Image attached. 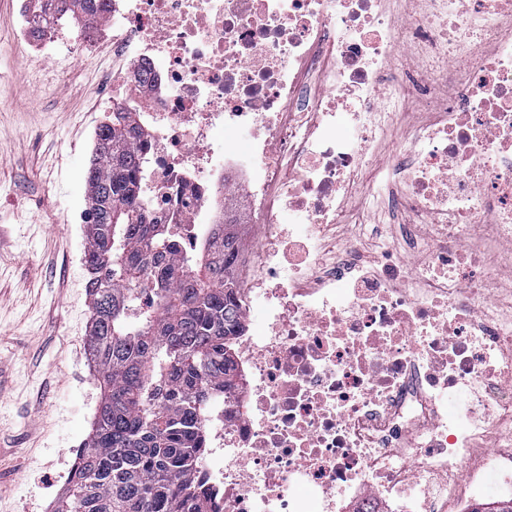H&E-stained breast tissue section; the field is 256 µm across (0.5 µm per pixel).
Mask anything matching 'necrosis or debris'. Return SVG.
Masks as SVG:
<instances>
[{
	"instance_id": "1",
	"label": "necrosis or debris",
	"mask_w": 512,
	"mask_h": 512,
	"mask_svg": "<svg viewBox=\"0 0 512 512\" xmlns=\"http://www.w3.org/2000/svg\"><path fill=\"white\" fill-rule=\"evenodd\" d=\"M37 44L134 94L153 222L254 226L208 512L512 498V0H100Z\"/></svg>"
}]
</instances>
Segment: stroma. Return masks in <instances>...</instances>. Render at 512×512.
I'll use <instances>...</instances> for the list:
<instances>
[{"instance_id":"1","label":"stroma","mask_w":512,"mask_h":512,"mask_svg":"<svg viewBox=\"0 0 512 512\" xmlns=\"http://www.w3.org/2000/svg\"><path fill=\"white\" fill-rule=\"evenodd\" d=\"M0 0V512H53L64 456L86 439L100 388L86 347V168L105 115L71 65L45 60Z\"/></svg>"}]
</instances>
